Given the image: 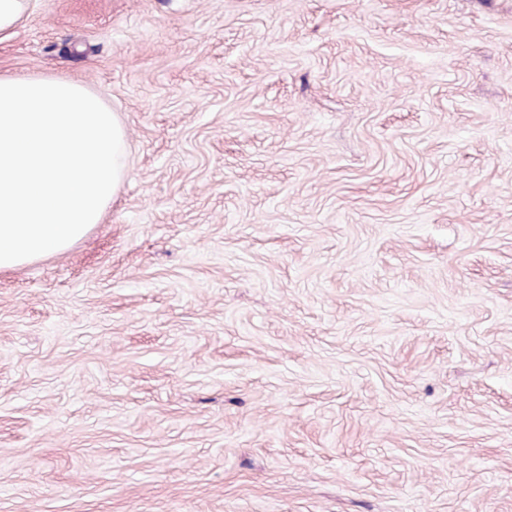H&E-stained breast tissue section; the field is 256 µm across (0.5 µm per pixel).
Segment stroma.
Here are the masks:
<instances>
[{"instance_id": "stroma-1", "label": "stroma", "mask_w": 512, "mask_h": 512, "mask_svg": "<svg viewBox=\"0 0 512 512\" xmlns=\"http://www.w3.org/2000/svg\"><path fill=\"white\" fill-rule=\"evenodd\" d=\"M124 185L0 272V512H512V0H30Z\"/></svg>"}]
</instances>
